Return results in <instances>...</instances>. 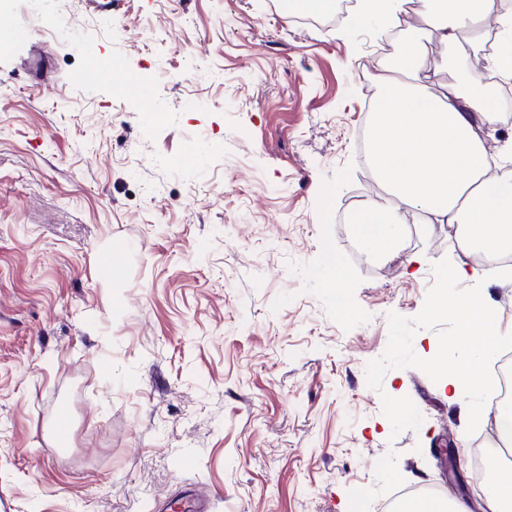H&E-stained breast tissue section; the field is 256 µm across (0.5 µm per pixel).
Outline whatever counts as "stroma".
I'll return each instance as SVG.
<instances>
[{"label": "stroma", "instance_id": "stroma-1", "mask_svg": "<svg viewBox=\"0 0 512 512\" xmlns=\"http://www.w3.org/2000/svg\"><path fill=\"white\" fill-rule=\"evenodd\" d=\"M0 512H394L469 498L465 398L366 365L417 315L462 229L417 224L365 266L339 217L384 195L357 146L383 22L313 26L277 0H0ZM417 42L432 83L442 48ZM106 66L80 80L92 59ZM136 78L161 113L129 95ZM111 276L100 268L112 255ZM485 281L512 332V279ZM346 296L347 308L336 305ZM424 421L392 435L382 395ZM73 410L69 445L50 415ZM454 449L458 486L438 459ZM180 495L185 499L189 506L183 511L186 512H209L212 507V496L209 495L201 486L198 484H189L185 487Z\"/></svg>", "mask_w": 512, "mask_h": 512}]
</instances>
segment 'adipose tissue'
Listing matches in <instances>:
<instances>
[{"label":"adipose tissue","mask_w":512,"mask_h":512,"mask_svg":"<svg viewBox=\"0 0 512 512\" xmlns=\"http://www.w3.org/2000/svg\"><path fill=\"white\" fill-rule=\"evenodd\" d=\"M420 24L452 51L457 65L483 50L482 28L495 0H423ZM379 110L371 125L369 164L383 201L368 204L372 221L358 225L365 251L387 252L405 224H457L462 247L494 259L512 251V176L489 181L483 137L496 114L485 99L457 84L430 90L416 47L378 78Z\"/></svg>","instance_id":"adipose-tissue-1"}]
</instances>
